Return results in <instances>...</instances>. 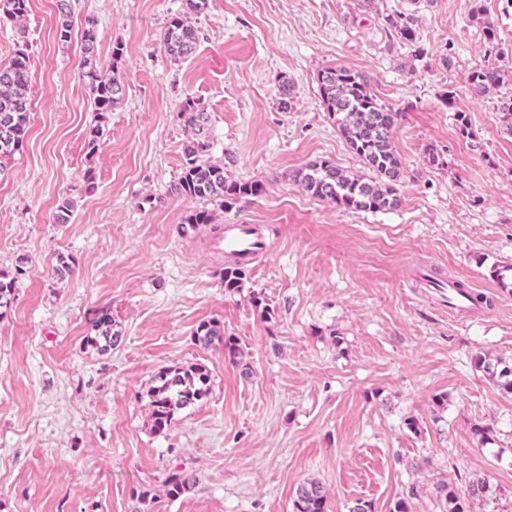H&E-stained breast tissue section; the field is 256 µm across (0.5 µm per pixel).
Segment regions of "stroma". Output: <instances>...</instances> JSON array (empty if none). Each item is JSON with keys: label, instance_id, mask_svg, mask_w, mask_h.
Returning a JSON list of instances; mask_svg holds the SVG:
<instances>
[{"label": "stroma", "instance_id": "35a3bbf8", "mask_svg": "<svg viewBox=\"0 0 512 512\" xmlns=\"http://www.w3.org/2000/svg\"><path fill=\"white\" fill-rule=\"evenodd\" d=\"M58 3L31 0L21 21L0 23V65L28 55L32 103L0 174V272L27 269L0 310V512H293L308 481L324 486L329 512L360 501L393 512L401 500L439 512L440 486L463 497L477 482L490 491L473 512H512V393L475 364L512 366V293L493 277L512 266V136L495 121L512 85L479 95L464 82L480 65L512 75V0H209L186 15L182 0H69L65 46ZM177 14L198 35L185 60L162 46ZM88 16L102 32L99 67H118L124 84L102 123L80 69ZM391 18L410 21L415 42L397 41ZM336 65L401 114L397 210L339 209L292 178L316 160L364 171L321 105L317 76ZM189 97L208 117L207 160L264 191L187 232L203 204L168 191L192 133ZM225 224L258 225L265 241L234 294L211 244ZM62 255L72 271L61 277ZM427 276L493 305L443 308ZM106 314L122 341L101 352L86 339ZM211 321L239 364L195 344ZM196 365L209 397L155 434L157 373ZM171 467L198 478L174 501L161 477Z\"/></svg>", "mask_w": 512, "mask_h": 512}]
</instances>
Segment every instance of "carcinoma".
<instances>
[{
	"instance_id": "obj_1",
	"label": "carcinoma",
	"mask_w": 512,
	"mask_h": 512,
	"mask_svg": "<svg viewBox=\"0 0 512 512\" xmlns=\"http://www.w3.org/2000/svg\"><path fill=\"white\" fill-rule=\"evenodd\" d=\"M67 4H59L60 16L55 26V39L70 41L72 21ZM29 0H0V17L16 21L26 16ZM101 40L97 19L87 16L82 30V77L93 97L100 116L112 111L120 100L123 82L117 66L108 72L100 70L96 48ZM198 36L194 28L178 16L170 18L162 42L166 54L173 59L192 55ZM28 57L18 53L8 65L0 67V172L4 160L23 147L28 134L31 107L29 97ZM466 83L478 94L497 91L507 83L505 72L495 66H476L464 75ZM321 103L336 119V126L350 150L362 160L368 173L358 175L339 169L327 161L312 162L293 172V180L312 197L338 207L357 211H387L400 205L398 186L405 166L394 142V130L400 113L379 103L368 79L345 66L328 67L318 75ZM498 120L503 132L512 135V96L504 97ZM209 144L192 140L184 145L185 166L178 182L172 185L173 196H191L200 200L219 201L227 210L242 198L262 193L258 181H236L225 176L224 167L201 160ZM245 270L240 265L229 266L222 272L224 291L238 293L243 288ZM463 295L470 308H480L487 297L456 281L452 283ZM15 289V278L0 272V308L8 306ZM98 335L87 342L99 350L119 345L122 334L115 329L112 317L103 316L97 324ZM194 340L203 347L215 343L224 345V355L237 362L240 350L224 340V333L211 322H203L194 331ZM160 385L149 390L151 423L157 433L168 430L177 410L206 398L209 394V371L204 366L190 369L169 367L158 374ZM197 483L196 476L182 468L165 470L163 485L170 499L180 497ZM294 512H328V494L318 482H306L295 492ZM440 512H468L466 503L448 486L441 488Z\"/></svg>"
}]
</instances>
